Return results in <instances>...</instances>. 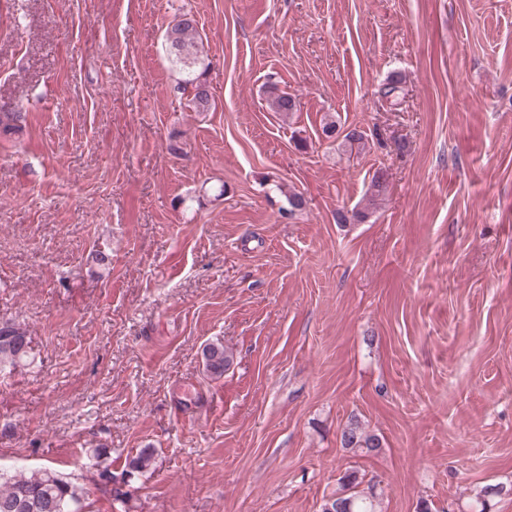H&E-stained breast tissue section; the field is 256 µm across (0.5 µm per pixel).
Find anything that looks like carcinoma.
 <instances>
[{"instance_id": "1", "label": "carcinoma", "mask_w": 512, "mask_h": 512, "mask_svg": "<svg viewBox=\"0 0 512 512\" xmlns=\"http://www.w3.org/2000/svg\"><path fill=\"white\" fill-rule=\"evenodd\" d=\"M196 20L189 14H182L166 34V41L174 52V63L183 70H191L197 63L200 47L196 37ZM185 84L192 85L194 92L189 99L190 107L196 112H206L210 107L211 95L206 82L198 77L188 78ZM371 195L368 204L361 209L351 211V215H339L344 222L361 221L383 192V181L377 175L372 179ZM27 339L21 328L10 324L0 326V373L15 369L29 357V351L23 349V340ZM203 357L207 370L222 376L233 364V352L224 348L220 342L208 343L203 348ZM341 443L364 454L379 451L381 441L375 434L362 429L359 421L351 420L342 430ZM153 465V453L141 450L128 462L125 473L135 475L147 472ZM100 476L112 483V500L125 504L130 497L127 483L117 482L116 475L104 469ZM340 492L322 505V512H377L374 496L359 489L357 471H346L339 479ZM87 488L52 468L33 470H4L0 468V512H89Z\"/></svg>"}]
</instances>
